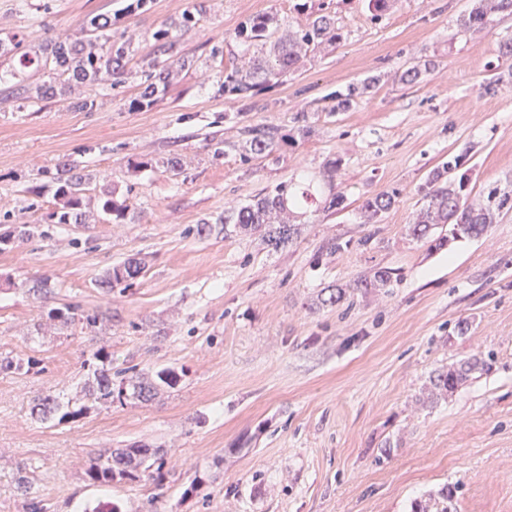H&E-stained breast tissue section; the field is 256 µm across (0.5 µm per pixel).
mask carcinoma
I'll use <instances>...</instances> for the list:
<instances>
[{
	"label": "carcinoma",
	"mask_w": 512,
	"mask_h": 512,
	"mask_svg": "<svg viewBox=\"0 0 512 512\" xmlns=\"http://www.w3.org/2000/svg\"><path fill=\"white\" fill-rule=\"evenodd\" d=\"M393 0H365L370 20L377 21L392 7ZM294 10L306 16V23L295 27H283L280 20L268 13H259L248 19L235 34V40L245 46L249 57L237 63L233 57L224 64V81L218 83L217 93L231 95L238 99H249L266 88L283 82L288 73L295 70L300 61L334 46L342 38L341 28L336 24L327 0H301ZM206 0H197L191 8L182 13L180 19L156 30L152 35L155 58L141 71V91L130 101V107L141 110L148 108L160 96L167 93L170 86V68L159 67L157 57L166 56L182 68L192 67L196 60L180 54L179 37L198 28L206 14ZM512 14V0H474L468 14L461 19L469 30H483L491 26L493 16L499 13ZM112 19L106 15H95L83 22L84 37L71 40L67 37H45L38 49L21 50L26 36L15 35L8 41L0 40V57L13 63V70L22 73L28 69L47 74L50 84L35 87L34 94H28L24 85L16 91L26 96L34 107L45 99L64 95L72 85L86 88L84 98L77 107L84 112L96 109L101 96V82L110 78V86L126 83L132 71L128 69L133 49V37L110 34ZM378 78H368L360 83L350 84L346 92L336 94V104L323 108L333 114L352 107L357 99L371 90ZM242 156L268 158L278 153L282 147L294 140V135L285 133L278 126L255 125L242 128ZM341 160L327 164L326 177L330 191L328 207L333 208L342 202V195L334 193V178ZM78 166L68 161L58 164L53 177L55 209L47 214L54 224H84L89 219L85 201V178L77 173ZM469 181L468 171L460 169L459 160H450L428 174L419 187L423 194V205L417 211L408 230L413 238L429 243V248L440 249L452 241L478 237L489 225L495 223L500 212L512 209V188L496 195L489 194L487 201L473 202L464 194ZM396 192H381L366 198L361 210L367 223L381 221L383 215L395 202ZM315 201L313 193L304 190L296 192L293 184L282 182L270 191L259 193L244 204L224 208V216L219 223L224 231L229 228L261 233L266 246L279 250L292 242L297 234L296 225L290 223L292 208L302 207ZM98 208L106 220L121 221L127 217L126 201L118 198L113 190H107L99 198ZM448 227V233L431 237L432 230ZM145 273V267L135 259L112 268V275L101 280L99 287L113 289L123 283L133 281ZM392 282V272L378 269L371 275H362L349 284L353 290L387 288ZM53 318L64 324L84 321L93 326L98 316L83 315L79 307L69 305L55 311ZM101 366L94 370V382L89 396L95 402L114 400H135L145 402L163 388L173 389L180 380L179 374L171 368H163L153 375L133 374L121 378L119 383L112 380V356L105 349L95 353ZM490 367L482 358H473L452 364L434 373L431 378V396L445 397L454 393L471 375ZM88 410L83 403L61 402L55 397L46 396L37 401L33 412L43 421L63 422L82 416ZM156 467L161 471L164 459L160 449L146 447L125 448L93 461L86 471L88 479L104 485L116 478L134 480L139 474Z\"/></svg>",
	"instance_id": "1"
}]
</instances>
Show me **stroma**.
Here are the masks:
<instances>
[{
  "mask_svg": "<svg viewBox=\"0 0 512 512\" xmlns=\"http://www.w3.org/2000/svg\"><path fill=\"white\" fill-rule=\"evenodd\" d=\"M193 0H150L121 15L123 0H0V38L25 32L79 37L86 16L117 17L132 35L134 66L151 35ZM472 0H395L371 21L363 0H332L336 47L247 101L215 96L223 65L175 74L167 95L134 110L135 90L106 91L92 112L51 98L40 107L0 77V512H411L456 487L454 512H512V210L475 238L443 249L407 234L427 174L448 158L472 172L473 199L512 183V14L482 31L460 27ZM297 18L293 0H209L181 54L206 57L253 15ZM421 68L411 84L399 76ZM381 81L350 110L324 113L332 95L366 77ZM311 131L277 157L242 162L246 125ZM225 142L223 155L214 145ZM158 167L132 171V159ZM180 158L179 175L165 171ZM340 159L342 208L298 213L288 247L225 232V207L281 182L322 181ZM78 161L86 197L125 198V221L52 224V178ZM399 190L381 223H363L369 196ZM344 249L332 252L333 240ZM146 274L130 288L96 283L128 259ZM392 271L390 287L350 290L357 276ZM49 283L33 294L34 281ZM348 291L320 304L326 288ZM67 304L96 327L50 317ZM467 330H459V323ZM105 349L113 370L170 367L173 389L146 402H90ZM492 357L451 395L430 396L437 369ZM84 402L83 416L44 422L37 398ZM161 449V473L98 486L86 470L117 448ZM30 490L22 492L19 479Z\"/></svg>",
  "mask_w": 512,
  "mask_h": 512,
  "instance_id": "stroma-1",
  "label": "stroma"
}]
</instances>
